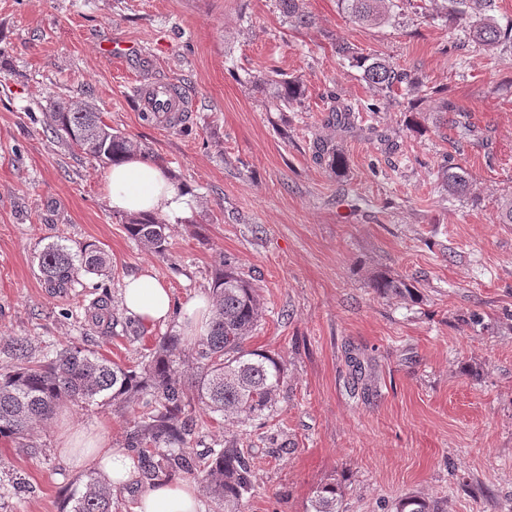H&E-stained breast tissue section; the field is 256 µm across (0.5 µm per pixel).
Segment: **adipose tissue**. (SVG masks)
Instances as JSON below:
<instances>
[{
	"label": "adipose tissue",
	"mask_w": 512,
	"mask_h": 512,
	"mask_svg": "<svg viewBox=\"0 0 512 512\" xmlns=\"http://www.w3.org/2000/svg\"><path fill=\"white\" fill-rule=\"evenodd\" d=\"M107 196L113 211L122 214L151 213L174 220L192 215V196L177 189L169 174L158 165L129 158L113 164L107 177ZM120 303L128 315L153 327L167 324L173 314L168 288L141 268L126 278ZM58 450L68 457L74 469L92 468L118 489L137 478V463L123 449L111 447L102 434L85 435L77 429L60 434ZM199 489L190 481L143 487L133 512H200Z\"/></svg>",
	"instance_id": "obj_1"
}]
</instances>
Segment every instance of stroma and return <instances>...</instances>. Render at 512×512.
<instances>
[{"mask_svg": "<svg viewBox=\"0 0 512 512\" xmlns=\"http://www.w3.org/2000/svg\"><path fill=\"white\" fill-rule=\"evenodd\" d=\"M304 8L312 26L284 24L272 0H0V336L134 365L180 328L127 321L125 278L150 267L182 306L208 296L227 262L259 289L247 347L281 357L287 374L270 418H198L191 451L232 434L251 451L244 512H306L333 480L344 512H392L408 495L446 512H512V224L494 221L512 198V53L460 45L432 0H407L385 28L354 23L337 0ZM339 40L414 70L460 107L455 124L442 125L435 99L374 91L337 57ZM113 41L135 56L104 57ZM271 68L301 78L300 104L268 108L251 79ZM139 78L181 89L189 133L143 118L127 95ZM74 101L191 193L165 258L108 206L109 165L47 132L50 112ZM335 106L355 119L333 120ZM320 140L343 155L341 173L316 161ZM448 159L476 199L442 192ZM53 240L101 245L111 271L50 296L37 256ZM378 277L413 284L414 298L376 293ZM104 292L108 336L93 319ZM140 410L67 404L30 437L35 453L1 440L0 512H61L86 479L58 451L62 429L118 447Z\"/></svg>", "mask_w": 512, "mask_h": 512, "instance_id": "1", "label": "stroma"}]
</instances>
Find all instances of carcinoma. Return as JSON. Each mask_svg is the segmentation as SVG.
<instances>
[{
  "label": "carcinoma",
  "mask_w": 512,
  "mask_h": 512,
  "mask_svg": "<svg viewBox=\"0 0 512 512\" xmlns=\"http://www.w3.org/2000/svg\"><path fill=\"white\" fill-rule=\"evenodd\" d=\"M405 0H338L354 22L373 27L399 24ZM440 14L459 26L472 43L494 48L512 46V19L494 15V0H444ZM285 21L311 25L303 0H274ZM336 55L359 69L378 92L402 88L421 99L428 96L412 73L377 54H365L345 41ZM266 87L269 103L279 110L302 101L305 88L297 78L269 72L256 77ZM52 127L86 156L112 163L146 150L132 138L112 131L101 113L79 102L51 114ZM443 189L450 195L471 194L473 184L459 167L442 171ZM124 224L144 249L163 258L168 251L167 224L156 216L129 214ZM44 288L61 295L86 275L103 276L111 269L109 253L94 242L72 250L59 242L44 245L37 256ZM372 288L386 295H412L404 280L375 279ZM212 312L206 332L194 340L161 336L151 357L139 367L112 361L95 350L64 345L39 356L27 337L0 336L12 350L0 367V439L15 443L48 424L66 404L101 402L115 408L142 406L125 436L123 448L138 459L142 476L152 484L188 475L224 512H241L253 490L251 455L238 438H224V447L191 453L187 444L197 428V413L211 414L243 425L278 410L286 373L281 360L245 342L262 315L257 290L232 270L220 269L211 283ZM343 489L338 483L319 487L307 512H342ZM63 512H112V489L100 474L74 488ZM394 512H442L436 500L411 495L397 500Z\"/></svg>",
  "instance_id": "cac0c4a2"
}]
</instances>
